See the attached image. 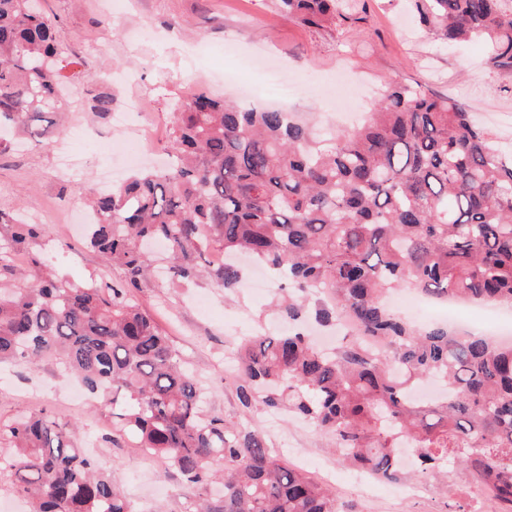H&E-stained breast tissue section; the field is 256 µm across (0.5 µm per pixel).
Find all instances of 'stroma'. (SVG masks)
I'll return each mask as SVG.
<instances>
[{"label": "stroma", "instance_id": "1", "mask_svg": "<svg viewBox=\"0 0 512 512\" xmlns=\"http://www.w3.org/2000/svg\"><path fill=\"white\" fill-rule=\"evenodd\" d=\"M362 11L337 19L329 28L285 20L274 0H40L58 17L69 55L95 75L115 67L135 72L139 87L112 86L113 110L122 109L139 88L153 97L142 104L148 122L169 121L188 92L246 100L255 104L265 72L280 67L293 93L284 109L324 138L339 130L340 112H368L387 80L422 85L472 112L503 152L512 151V132L500 129L491 102L512 99V74L493 69L484 44L436 49L408 19L407 0H346ZM87 85L74 82L68 97H82L69 108L60 136L83 161L80 171L60 176L55 151L24 146L0 154V186L8 187L7 208L28 213L39 206H71L86 211L100 194L99 178L118 165L107 131L110 119L96 114ZM39 248L59 258L60 270L78 280H116L119 268L106 264L83 243L82 225L49 224ZM206 305L191 291L152 279L136 296L180 352L190 374L201 384L207 412L266 434L289 464L315 483L333 490L347 512H477L475 490L463 474L436 480L416 476L415 465L402 464L396 482L373 480L367 493L353 483L354 469L338 456L333 440L289 414L271 415L263 406L243 411L224 354L242 335L276 321L272 296L255 298L244 289L227 294L201 284ZM77 379L62 365L12 364L0 367V422L45 414L63 427L80 429L79 448L90 449L136 512H187L191 490L163 462L145 456L135 439L122 431L111 400L86 396L83 408L61 397Z\"/></svg>", "mask_w": 512, "mask_h": 512}]
</instances>
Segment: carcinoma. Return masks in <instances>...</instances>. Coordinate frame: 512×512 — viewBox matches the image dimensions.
I'll return each mask as SVG.
<instances>
[{
    "label": "carcinoma",
    "instance_id": "carcinoma-1",
    "mask_svg": "<svg viewBox=\"0 0 512 512\" xmlns=\"http://www.w3.org/2000/svg\"><path fill=\"white\" fill-rule=\"evenodd\" d=\"M441 46L478 39L512 73V0H411ZM287 19L323 26L338 0H275ZM84 78L57 24L33 0H0V130L56 143L60 89ZM167 165L92 201L87 247L119 267L118 283L57 272L32 246L43 225L0 208V363L59 361L93 393L122 397L139 448L196 489L190 512H344L335 494L258 433L203 413L202 392L154 318L132 299L151 280L144 244L161 242L173 281L230 290L243 271L212 254L246 253L288 278L280 311L310 306L361 335L336 352L303 333L261 330L237 342L241 406L307 417L346 460L399 478L398 449L420 475L458 467L512 512V344L445 327L412 330L386 295L404 285L436 299L512 306V161L451 98L388 81L355 129L330 138L280 110L205 93L170 121ZM6 462L33 512H135L77 432L44 414L0 423Z\"/></svg>",
    "mask_w": 512,
    "mask_h": 512
}]
</instances>
